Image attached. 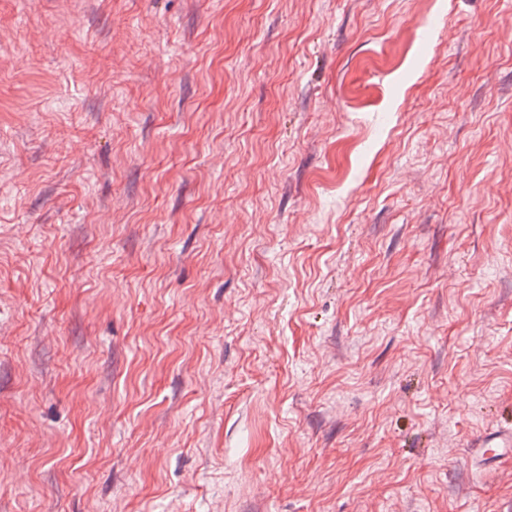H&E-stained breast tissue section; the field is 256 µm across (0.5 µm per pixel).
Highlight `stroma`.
I'll list each match as a JSON object with an SVG mask.
<instances>
[{
	"label": "stroma",
	"mask_w": 512,
	"mask_h": 512,
	"mask_svg": "<svg viewBox=\"0 0 512 512\" xmlns=\"http://www.w3.org/2000/svg\"><path fill=\"white\" fill-rule=\"evenodd\" d=\"M512 0H0V512H512ZM512 429H501L481 435L475 443V448H480L483 456L497 457L502 455L500 451L508 449L512 451Z\"/></svg>",
	"instance_id": "stroma-1"
}]
</instances>
